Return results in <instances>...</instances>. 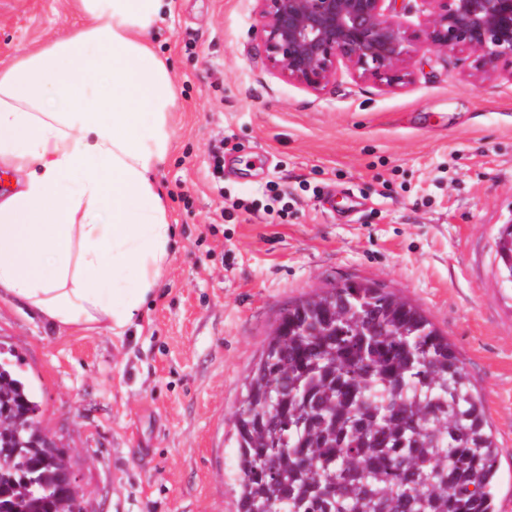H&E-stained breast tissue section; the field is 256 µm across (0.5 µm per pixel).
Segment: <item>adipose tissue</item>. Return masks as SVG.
<instances>
[{
	"instance_id": "adipose-tissue-1",
	"label": "adipose tissue",
	"mask_w": 512,
	"mask_h": 512,
	"mask_svg": "<svg viewBox=\"0 0 512 512\" xmlns=\"http://www.w3.org/2000/svg\"><path fill=\"white\" fill-rule=\"evenodd\" d=\"M66 36L0 65V297L122 335L161 281L173 227L171 70L154 39L172 0H69Z\"/></svg>"
}]
</instances>
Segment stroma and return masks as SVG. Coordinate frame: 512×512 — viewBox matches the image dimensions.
I'll list each match as a JSON object with an SVG mask.
<instances>
[{
	"mask_svg": "<svg viewBox=\"0 0 512 512\" xmlns=\"http://www.w3.org/2000/svg\"><path fill=\"white\" fill-rule=\"evenodd\" d=\"M64 0H0V62L69 30ZM251 0H175L156 42L177 98L157 173L160 287L123 335L0 299V348L73 449L83 512H237L234 415L289 301L347 279L419 306L458 351L512 501V75L424 49L410 81L320 94L265 66ZM224 156L223 172L213 157Z\"/></svg>",
	"mask_w": 512,
	"mask_h": 512,
	"instance_id": "35a3bbf8",
	"label": "stroma"
}]
</instances>
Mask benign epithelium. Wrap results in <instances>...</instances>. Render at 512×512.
<instances>
[{
    "instance_id": "1",
    "label": "benign epithelium",
    "mask_w": 512,
    "mask_h": 512,
    "mask_svg": "<svg viewBox=\"0 0 512 512\" xmlns=\"http://www.w3.org/2000/svg\"><path fill=\"white\" fill-rule=\"evenodd\" d=\"M398 0H254L267 69L320 94L345 69L389 86L409 80L412 54L460 49L479 75L512 70V0H422L411 26Z\"/></svg>"
}]
</instances>
